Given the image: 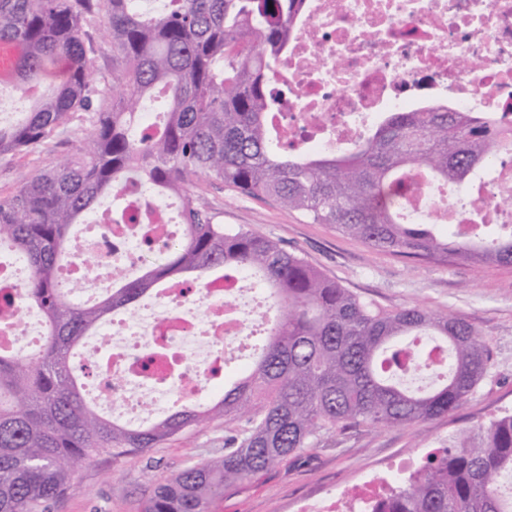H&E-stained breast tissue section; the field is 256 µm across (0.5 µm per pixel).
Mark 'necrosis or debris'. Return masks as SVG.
<instances>
[{
  "instance_id": "necrosis-or-debris-1",
  "label": "necrosis or debris",
  "mask_w": 512,
  "mask_h": 512,
  "mask_svg": "<svg viewBox=\"0 0 512 512\" xmlns=\"http://www.w3.org/2000/svg\"><path fill=\"white\" fill-rule=\"evenodd\" d=\"M284 65L273 77L283 92L275 123L282 143L301 150L343 152L379 125L387 113L444 106L485 117L504 139L488 169L468 194L426 185L406 188L405 219L427 222L443 206L445 223L466 229L473 208L486 224H512V0H306ZM472 68H465V61ZM132 220L116 224L110 209L97 211L80 233L68 285L82 296L96 271L124 274L144 249L160 250L176 238L172 225L149 236L137 220L164 204L145 188L126 191ZM25 269L0 258V293L16 302L0 306V343L30 356L43 327L34 307L20 302ZM239 281L212 279L197 287L166 288L120 329L105 328L97 398L113 409L136 403L141 414L163 410L167 396L204 400L217 376L215 363L244 350L255 335L253 314L243 309ZM387 478L370 476L340 491L301 501L295 512H351L353 503L382 495Z\"/></svg>"
}]
</instances>
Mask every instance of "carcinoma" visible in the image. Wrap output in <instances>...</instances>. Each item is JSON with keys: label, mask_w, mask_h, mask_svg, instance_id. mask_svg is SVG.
<instances>
[{"label": "carcinoma", "mask_w": 512, "mask_h": 512, "mask_svg": "<svg viewBox=\"0 0 512 512\" xmlns=\"http://www.w3.org/2000/svg\"><path fill=\"white\" fill-rule=\"evenodd\" d=\"M0 0V42L20 49L17 87L33 106L0 123V155L39 150L77 123L83 147L0 199V248L29 268L23 296L44 318L31 357L0 350V512H45L76 467L159 448L212 421L224 453L156 485L143 512H212L216 498L336 428L409 427L447 414L486 374L490 349L463 318L419 307L386 311L327 279L270 238L229 230L191 191L205 176L270 198L313 224L424 263L453 255L512 264V227L473 224L445 236L404 220L407 178L468 190L500 150L488 121L438 107L390 112L342 154L274 145L272 74L284 62L305 0ZM112 39V84L92 80L87 28ZM67 61L56 91L37 95L47 64ZM166 111L140 128L146 100ZM136 180L176 196L181 236L138 277L91 304L62 284L68 238L108 196ZM247 273L272 303L255 315L267 332L259 357L220 396L180 405L148 425L120 423L85 396L90 369L72 359L87 336L158 287H193L214 271ZM364 512H512V413L427 457Z\"/></svg>", "instance_id": "obj_1"}]
</instances>
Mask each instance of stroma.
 <instances>
[{"label": "stroma", "mask_w": 512, "mask_h": 512, "mask_svg": "<svg viewBox=\"0 0 512 512\" xmlns=\"http://www.w3.org/2000/svg\"><path fill=\"white\" fill-rule=\"evenodd\" d=\"M81 146L82 137L70 124L60 127L40 152L0 155V198ZM192 192L218 223L278 240L326 277L383 310L417 306L462 316L480 332L492 356L474 393L454 411L413 427L327 432L316 448L225 491L215 512H284L288 503L369 472L400 479L447 446L449 439L512 411V264L475 266L454 257L424 264L373 249L272 200L235 193L204 177L196 180ZM223 451L224 425L215 422L143 453L97 458L77 467L69 488L51 502L49 512H141L157 483Z\"/></svg>", "instance_id": "stroma-1"}]
</instances>
